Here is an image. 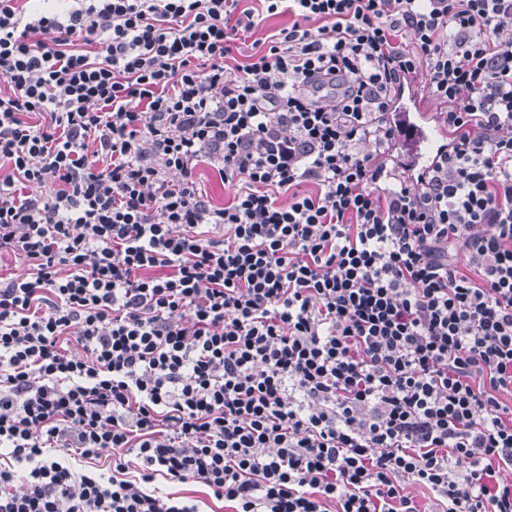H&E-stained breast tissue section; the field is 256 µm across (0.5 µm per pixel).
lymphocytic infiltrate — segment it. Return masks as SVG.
<instances>
[{
    "mask_svg": "<svg viewBox=\"0 0 512 512\" xmlns=\"http://www.w3.org/2000/svg\"><path fill=\"white\" fill-rule=\"evenodd\" d=\"M0 80V512H512V0H0ZM286 23H288L287 15L275 16L264 20L260 26L252 32L251 37L246 39L245 44L239 43L240 50L239 53H235V57L239 61L243 60L244 56L251 52L252 43L255 40L264 41L266 37L274 33L279 27ZM438 105L424 95L422 84H403V89L394 98L391 121L405 151V166L408 170L427 168L444 139V129L431 118ZM196 180L212 199L220 205L228 201L231 189L221 180L217 169L208 163H200L195 171Z\"/></svg>",
    "mask_w": 512,
    "mask_h": 512,
    "instance_id": "1",
    "label": "lymphocytic infiltrate"
}]
</instances>
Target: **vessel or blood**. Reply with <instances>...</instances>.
<instances>
[{
    "instance_id": "1",
    "label": "vessel or blood",
    "mask_w": 512,
    "mask_h": 512,
    "mask_svg": "<svg viewBox=\"0 0 512 512\" xmlns=\"http://www.w3.org/2000/svg\"><path fill=\"white\" fill-rule=\"evenodd\" d=\"M437 109L417 81L405 83L395 96L391 121L404 148L407 169L427 168L443 141L445 132L432 119Z\"/></svg>"
}]
</instances>
